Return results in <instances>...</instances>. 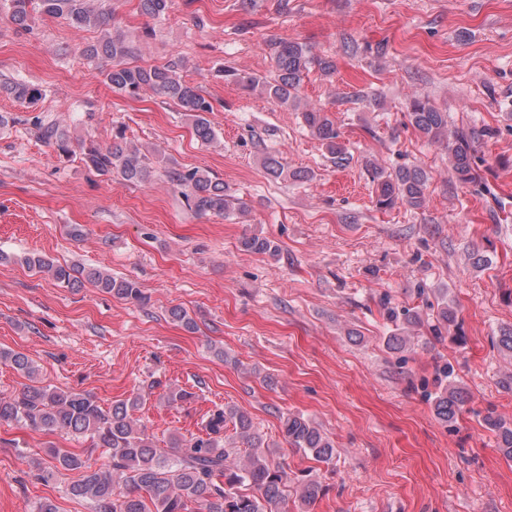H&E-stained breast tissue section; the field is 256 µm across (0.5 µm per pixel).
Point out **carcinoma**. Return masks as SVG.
<instances>
[{
  "label": "carcinoma",
  "mask_w": 512,
  "mask_h": 512,
  "mask_svg": "<svg viewBox=\"0 0 512 512\" xmlns=\"http://www.w3.org/2000/svg\"><path fill=\"white\" fill-rule=\"evenodd\" d=\"M140 10L153 19L166 15L172 0H139ZM16 30L26 32L35 23V14L61 18L76 29L96 27L100 37L83 48V56L101 59L110 67L101 71L112 91L137 97L144 91L175 104L192 120L197 140L209 143L216 137L206 113L211 103L199 86L180 75L182 61L170 59L162 64L133 65L128 59L135 47L125 35L112 27L111 0H0ZM267 46L273 63L272 74L260 76L233 67L222 70L224 80L241 89L273 100L280 105L302 109L305 126L322 142L329 156L345 159L346 148L328 111L302 103L301 90L305 78L316 66L324 75L335 72V64L314 56L308 46L296 41L272 38ZM35 103L41 90L19 82H0V95ZM409 124L429 142L446 146L456 181L462 186L480 185L478 171L486 159L476 146L479 135L472 130L448 129V113L418 97L407 104ZM31 125L37 139L52 145L63 154L73 152L68 130L57 123L35 116ZM84 164L101 176L118 175L131 184L152 180L154 168L140 148L128 142L123 133L112 137V143L101 146L93 140L78 142ZM263 168L272 177L284 180L308 178L306 172H290L276 155L263 158ZM376 195V205L390 210L398 205L421 209L426 204L428 175L417 165L401 166L393 172L370 164L367 168ZM167 178L183 197L186 206L198 214L228 216L233 199L224 182L197 168L167 170ZM243 246L252 252L273 254L277 245L266 237L251 236ZM31 270L50 273L60 286L77 290L89 284L120 300L143 305L147 296L140 284L130 278L114 277L97 268L82 265L55 264L41 255L23 259ZM387 319L396 325V333L386 338L393 352L403 350L405 329L421 324L420 314L411 309L386 308ZM457 325V310L441 301L438 304L433 331ZM0 362L11 365L27 376L36 374L28 356L12 349H0ZM468 401L463 388L453 381L434 400L438 418L453 423ZM142 404L135 394L105 407L89 392L65 391L50 385L26 386L18 393L0 397V424L23 422L44 431H61L90 441L93 449H102L108 463L97 467L91 456L63 448L49 449L53 465L36 462L37 476L48 481L53 474L75 471L80 474L68 489L75 497L89 501L94 512H288V473L273 462V451L262 449L248 412L237 406L217 409L208 416L202 430L190 438L173 436L169 448L156 446L154 436L138 424L134 412ZM485 425L496 433L498 448L512 458V426L493 411L485 414ZM288 444L308 453L318 462L329 464L336 457L333 442L311 420L301 415L282 417ZM232 429L250 451L234 460L224 446V433ZM323 493L322 485L304 475L294 481L293 512H308V507Z\"/></svg>",
  "instance_id": "1"
}]
</instances>
